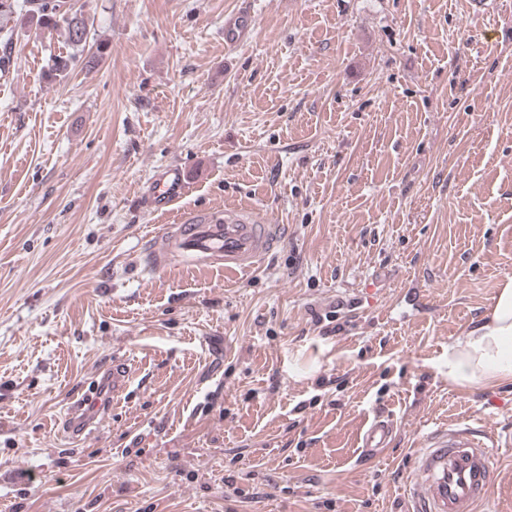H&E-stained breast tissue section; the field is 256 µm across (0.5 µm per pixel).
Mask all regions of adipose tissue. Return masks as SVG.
I'll list each match as a JSON object with an SVG mask.
<instances>
[{"instance_id":"adipose-tissue-1","label":"adipose tissue","mask_w":512,"mask_h":512,"mask_svg":"<svg viewBox=\"0 0 512 512\" xmlns=\"http://www.w3.org/2000/svg\"><path fill=\"white\" fill-rule=\"evenodd\" d=\"M448 381L458 386L512 382V280L491 309L449 344Z\"/></svg>"}]
</instances>
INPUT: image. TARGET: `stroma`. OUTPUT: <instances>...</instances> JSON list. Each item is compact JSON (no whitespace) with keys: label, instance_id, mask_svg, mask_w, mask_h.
I'll use <instances>...</instances> for the list:
<instances>
[{"label":"stroma","instance_id":"obj_1","mask_svg":"<svg viewBox=\"0 0 512 512\" xmlns=\"http://www.w3.org/2000/svg\"><path fill=\"white\" fill-rule=\"evenodd\" d=\"M69 3L99 65L53 77L63 34L17 16L0 76V512H411L432 432L512 435V383L446 369L512 278V0ZM240 203L280 233L250 272L148 269L161 226ZM255 16L250 8L239 9L224 17V46L235 49L248 42L254 33ZM186 172L172 165L158 175L147 196V204L153 211H161L172 205L185 189ZM104 375L101 384L95 379L91 391L81 397L74 396L68 402L63 422V434L68 440H80L100 414L111 411L112 398L128 385L129 375L124 362H112V369ZM393 431L391 420H374L363 435L361 448H364L367 455H376L381 448H387Z\"/></svg>","mask_w":512,"mask_h":512}]
</instances>
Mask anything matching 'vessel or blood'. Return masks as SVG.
<instances>
[{"label": "vessel or blood", "instance_id": "vessel-or-blood-1", "mask_svg": "<svg viewBox=\"0 0 512 512\" xmlns=\"http://www.w3.org/2000/svg\"><path fill=\"white\" fill-rule=\"evenodd\" d=\"M255 29V16L243 8L224 18V45L234 49L248 42ZM186 172L173 165L158 175L147 196L151 210L172 205L185 189ZM278 243L276 227L264 223L252 209L241 207L211 211L165 225L146 245L149 269L160 271L182 256L204 265L236 274L254 268L259 258ZM129 382L125 364L113 362L103 382L73 397L63 422L65 438L77 441L102 413L110 411L116 394ZM394 431L391 420L377 419L365 431L366 454L387 447ZM497 480L494 455L481 430L462 426L438 430L427 437L414 460L409 492L413 512H477L488 500Z\"/></svg>", "mask_w": 512, "mask_h": 512}]
</instances>
